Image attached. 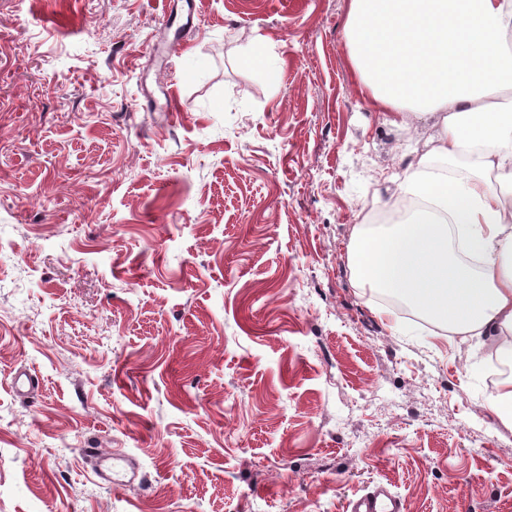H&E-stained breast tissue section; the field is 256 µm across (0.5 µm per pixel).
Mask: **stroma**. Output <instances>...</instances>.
I'll use <instances>...</instances> for the list:
<instances>
[{
  "instance_id": "obj_1",
  "label": "stroma",
  "mask_w": 512,
  "mask_h": 512,
  "mask_svg": "<svg viewBox=\"0 0 512 512\" xmlns=\"http://www.w3.org/2000/svg\"><path fill=\"white\" fill-rule=\"evenodd\" d=\"M349 10L0 0V512H346L379 483L512 512L488 337L351 274L435 129L357 92ZM88 448L138 478L108 486Z\"/></svg>"
}]
</instances>
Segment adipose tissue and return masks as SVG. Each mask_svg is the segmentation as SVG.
<instances>
[{"mask_svg":"<svg viewBox=\"0 0 512 512\" xmlns=\"http://www.w3.org/2000/svg\"><path fill=\"white\" fill-rule=\"evenodd\" d=\"M512 0H351L344 38L357 88L394 124L431 119L430 156L476 155L466 179L410 165L400 193L436 212L358 233L354 274L429 312L449 333L512 354Z\"/></svg>","mask_w":512,"mask_h":512,"instance_id":"ef3b65f1","label":"adipose tissue"}]
</instances>
